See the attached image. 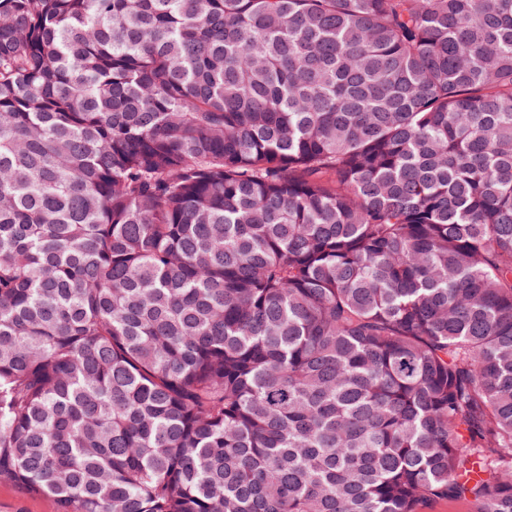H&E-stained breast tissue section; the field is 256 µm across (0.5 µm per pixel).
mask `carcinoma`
Segmentation results:
<instances>
[{"label": "carcinoma", "instance_id": "cac0c4a2", "mask_svg": "<svg viewBox=\"0 0 512 512\" xmlns=\"http://www.w3.org/2000/svg\"><path fill=\"white\" fill-rule=\"evenodd\" d=\"M1 480L512 512V0H0Z\"/></svg>", "mask_w": 512, "mask_h": 512}]
</instances>
